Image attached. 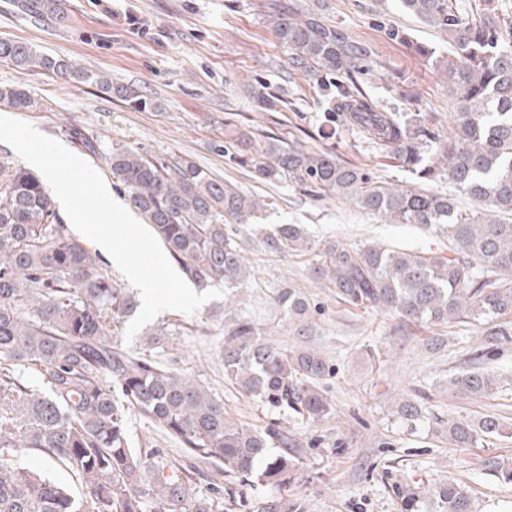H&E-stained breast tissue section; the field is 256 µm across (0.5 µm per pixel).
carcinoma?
I'll return each mask as SVG.
<instances>
[{"mask_svg": "<svg viewBox=\"0 0 512 512\" xmlns=\"http://www.w3.org/2000/svg\"><path fill=\"white\" fill-rule=\"evenodd\" d=\"M398 2L446 33L454 48L440 60L456 100L446 137L424 120L410 124L380 109L362 92L355 68L371 52L338 27L294 11L279 16L273 31L293 68L319 76L323 85L348 76L335 85L326 122H349L424 181L448 176L479 209L465 215L452 198L381 181L329 151L250 128L236 127L217 150L262 181L287 182L314 196L333 192L390 223L418 224L447 238L445 256L375 242L315 244L303 225L278 224L262 234V245L310 257L314 278L353 308L404 322L472 326L481 346L472 366L448 375V390L482 398L500 387L484 358L512 326V17L490 8L461 13L452 0ZM0 61L94 84L135 108L157 106L137 87L24 42L0 40ZM0 106L25 111L36 103L20 88L0 87ZM69 135L79 149L98 153L96 137L77 127ZM107 163L114 187L144 216L184 277L198 288L222 284L224 304L241 305L252 270L240 232L261 211L255 197L185 157L155 158L116 145ZM275 305L294 335H312L317 308L303 289H278ZM135 308L125 289L97 272L96 252L63 223L39 178L0 162V512H214V501L198 494L180 464L144 442L132 444L131 412L159 424L218 489L255 473L277 489L296 479L303 441L282 422H320L333 414L324 384L335 365L313 348L269 341L249 317L225 320L224 379L280 417L254 427L233 418L205 383L118 342ZM29 369L35 385L25 376ZM396 418L411 432L427 423L457 448L512 437L497 414L445 420L415 398L399 399ZM31 451L68 466L85 493L76 498L21 465ZM483 466L512 483V458L487 457ZM390 488L399 512H475L469 486L454 480L432 491L409 482Z\"/></svg>", "mask_w": 512, "mask_h": 512, "instance_id": "carcinoma-1", "label": "carcinoma"}]
</instances>
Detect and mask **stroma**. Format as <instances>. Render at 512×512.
<instances>
[{
	"instance_id": "obj_1",
	"label": "stroma",
	"mask_w": 512,
	"mask_h": 512,
	"mask_svg": "<svg viewBox=\"0 0 512 512\" xmlns=\"http://www.w3.org/2000/svg\"><path fill=\"white\" fill-rule=\"evenodd\" d=\"M296 5L370 48L371 68L357 80L380 108L422 116L436 132H447L455 98L436 61L451 56L448 38L401 10L396 0H0V40L31 44L40 53L137 86L158 103L136 109L93 85L0 62V86L22 88L37 103L36 109L9 115L67 147L69 128L96 135L103 152L87 160L105 178L110 171L104 153L118 143L158 158L186 155L214 179L261 200L258 221L266 226L301 224L317 243L378 241L447 253L446 238L417 225L387 223L331 193L317 198L259 181L218 152L232 127L249 126L310 150H331L341 163L367 168L379 180L416 182L415 173L354 127L325 124L329 97L314 78L292 69L272 29ZM393 28L405 40L392 39ZM262 86L278 97L275 110L256 106L253 91ZM242 236L254 276L243 293L241 315L270 329L273 343L308 345L336 365L327 388L335 413L298 426L301 468L285 499L298 504L299 512H398L387 484L392 474L426 488L450 478L470 486L478 512H512V483L487 475L482 464L489 456H512V438L456 448L431 428L403 429L393 415L403 394L426 389L429 408L439 417L496 412L512 418L511 387L473 399L445 388L449 368L463 364L478 343L471 327L442 328L444 346L429 351L423 341L432 336L430 327L351 308L312 280L308 257L266 251L250 225ZM291 284L323 308L313 336L304 339L291 335L272 300L277 289ZM230 313L220 297L192 315L160 313L155 324L179 320L189 326L171 336L160 358L176 373L208 383L233 417L261 426L267 411L224 381L219 347Z\"/></svg>"
}]
</instances>
